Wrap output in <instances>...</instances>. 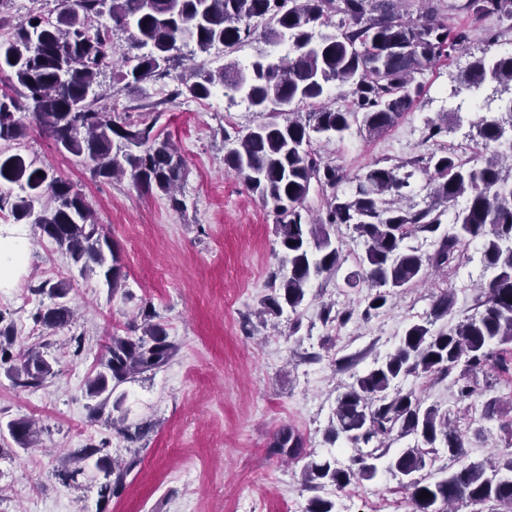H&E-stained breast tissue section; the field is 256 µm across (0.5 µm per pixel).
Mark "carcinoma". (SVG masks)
<instances>
[{"label": "carcinoma", "instance_id": "obj_1", "mask_svg": "<svg viewBox=\"0 0 512 512\" xmlns=\"http://www.w3.org/2000/svg\"><path fill=\"white\" fill-rule=\"evenodd\" d=\"M416 16L401 12L402 0H64L56 16L31 15L0 44V71L8 67L14 84L0 92V139L17 141L37 127L55 148L82 158L94 178L129 177L146 192L166 195L172 206L184 202L176 189L183 179V161L171 141L132 123L117 122L112 113L94 108L101 98L96 78L112 57L111 34L88 29V20L108 8L114 26L128 32L129 48L149 52L127 57L120 74L126 85L140 86L170 75L182 63L176 54L183 35L190 34L199 52L224 45L229 57L214 75L193 69L195 81L183 82L175 95L206 98L220 86L233 100L241 96L263 120L238 138L239 147L224 155V168L243 180L278 216L277 236L282 265L276 293L262 303V313H295L306 302L309 285L325 273L338 270L342 248L332 239L338 224L353 227L365 244L357 262L376 292L368 309L387 305L393 294L425 280L429 269H441L476 241L484 271L483 310L453 322L456 304L452 292L438 295L426 318L410 323L385 361L357 375L336 397L334 418L326 441H345L357 454L344 468L336 457L315 456L294 427L282 428L269 452L289 462H304L305 487L325 485L344 489L370 481L379 463L411 478L412 512H456V505L491 503L493 512H512V440L489 466L465 460L463 433L450 414L429 404L414 389H397L409 375L438 379L458 372L456 398L465 403L481 394L479 375L492 372L500 382H512V140L503 142L501 121L481 117L475 124L480 149L463 159L446 147L420 159L429 175L430 203L411 211L399 206L409 186L410 172L402 166H376L356 177L349 194L336 187L347 180L341 167L324 163L310 149L319 133L340 135L356 125L369 136L387 131L411 110L422 86L415 75L447 59L468 39L465 31L448 25L445 10L495 16L512 30V0H426ZM261 36L270 45L288 44L285 54L260 56L247 66L230 58L245 42ZM454 92L478 90L487 83L494 92L512 91V52L484 55L457 78ZM343 104L336 105V100ZM28 113L25 121L22 113ZM0 179L20 185L12 200L0 197V212L9 210L17 224H30L55 243L83 275L99 274L112 292L124 287L118 253L103 227L71 182L24 156L0 151ZM331 189L325 216L309 213L306 200L311 183ZM465 198L454 213L455 232L443 234L434 254L424 256L407 245L417 233L441 231L448 205ZM48 291L52 306L34 315L47 330L62 328L74 319L70 286L42 283L34 291ZM15 343L13 324L0 314V362L17 361L9 368L21 387H41L53 375L39 348ZM176 351L161 325L145 318L142 334L109 337L100 369L85 382L86 397L100 412L119 386L137 374L157 370ZM504 411L501 396L482 406V418ZM112 428L129 441L138 440L147 426ZM10 437L29 447L35 436L30 420L19 417L0 430V441ZM414 443L390 453L391 444L406 437ZM443 450L455 465L432 479L421 474L431 454ZM109 481L103 496L118 493L129 470L108 457L96 461ZM431 494L419 498L421 492ZM442 503L444 508L435 505Z\"/></svg>", "mask_w": 512, "mask_h": 512}]
</instances>
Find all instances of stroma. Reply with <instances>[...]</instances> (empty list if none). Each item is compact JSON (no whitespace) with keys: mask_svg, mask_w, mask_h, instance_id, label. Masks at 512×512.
<instances>
[{"mask_svg":"<svg viewBox=\"0 0 512 512\" xmlns=\"http://www.w3.org/2000/svg\"><path fill=\"white\" fill-rule=\"evenodd\" d=\"M60 7L61 0H0V43L29 14ZM448 23L467 30L465 48L418 75L425 93L393 128L370 137L354 127L340 138L314 140V152L347 174L343 190L374 164H411L438 143L454 151L473 145V123L480 116L505 118V99L469 107L451 90L458 73L484 51H511L512 31L472 14ZM493 33L500 39L491 46L487 39ZM181 55L182 66L162 84L148 83L143 93L113 92L120 70L106 69L99 78L98 106L113 117L153 125L155 133L175 143L184 163L183 210L129 180L92 178L79 158L58 152L40 131L20 141L0 140L1 150L21 154L73 184L111 238L126 274L124 288L111 292L98 276H82L31 225L0 212V236L27 243L24 271L0 288V313L14 323L18 343H31L34 313L52 303L48 294L34 290L47 266L57 267L58 280L70 283L76 311L71 325L44 333L45 356L56 372L44 386L15 385L7 364L0 363V424L27 416L43 430L37 448L0 442V512H305L315 495L332 501L335 512H370L375 500L382 512H391L390 501L407 496L401 475L383 469L376 479L341 491L331 486L312 491L302 482L300 465L271 455L269 444L290 425L309 449L334 454L339 466H347L353 448H332L325 441L338 387L382 361L405 328L425 318L441 291L454 292L456 318L476 314L480 252L469 246L451 266L431 272L423 284L370 314L369 283H347L364 243L342 224L332 231L345 256L341 268L311 283L298 313L287 310L260 321L256 312L277 287L274 275L283 271L277 216L224 170L235 133L253 127L260 116L241 100L226 99L214 108L206 99L171 96L193 66L214 72L224 64L223 54H197L189 44ZM430 118L448 121L447 132L434 143L426 139ZM23 287L29 290L24 300L17 296ZM149 311L177 345L176 354L160 370L122 384L120 410L107 407L92 414L84 383L98 370L109 336L138 329ZM328 311L333 321H325ZM346 311L350 320L339 323ZM401 385L448 409L459 427L467 426L452 378L425 382L411 375ZM121 415L127 423L148 422L152 428L129 443L112 427ZM89 445L134 460L120 494L101 497L105 476L91 458L82 461L75 481L59 478L63 460Z\"/></svg>","mask_w":512,"mask_h":512,"instance_id":"stroma-1","label":"stroma"}]
</instances>
